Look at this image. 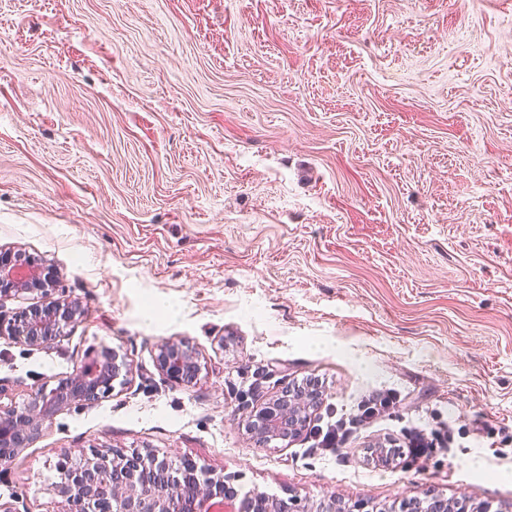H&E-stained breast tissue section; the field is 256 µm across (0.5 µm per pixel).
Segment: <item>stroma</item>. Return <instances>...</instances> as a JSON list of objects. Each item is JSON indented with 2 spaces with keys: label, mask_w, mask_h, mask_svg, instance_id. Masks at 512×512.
Listing matches in <instances>:
<instances>
[{
  "label": "stroma",
  "mask_w": 512,
  "mask_h": 512,
  "mask_svg": "<svg viewBox=\"0 0 512 512\" xmlns=\"http://www.w3.org/2000/svg\"><path fill=\"white\" fill-rule=\"evenodd\" d=\"M82 315L0 338V406L109 346L132 367L0 465L60 512L64 454L189 457L309 507L467 496L512 512V0H0V247ZM189 342V386L156 366ZM323 383L316 418L390 407L333 453L245 422ZM447 427L455 466L373 449ZM157 364L172 382L189 385L197 381L200 363L196 350L181 341L165 339L157 346Z\"/></svg>",
  "instance_id": "obj_1"
}]
</instances>
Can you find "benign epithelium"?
I'll return each mask as SVG.
<instances>
[{
  "label": "benign epithelium",
  "instance_id": "benign-epithelium-1",
  "mask_svg": "<svg viewBox=\"0 0 512 512\" xmlns=\"http://www.w3.org/2000/svg\"><path fill=\"white\" fill-rule=\"evenodd\" d=\"M55 289V275L37 260L21 250L0 248V302L23 293L41 295V303L25 312L11 318L0 313V335L30 347H52L63 324L82 314L76 303L49 298ZM157 350L158 367L169 380L180 385L197 381L200 363L192 346L165 339ZM129 374L130 365L103 346L50 392L37 391L22 405L0 410V463L31 447L58 412L112 396L114 381ZM288 393L281 392L248 418L246 427L257 442L291 441L317 408L307 397ZM54 491L61 498L62 512H307L294 501L281 508L259 491L245 493L233 507L224 478L200 480L196 471L152 453H97L73 464L65 461Z\"/></svg>",
  "mask_w": 512,
  "mask_h": 512
}]
</instances>
